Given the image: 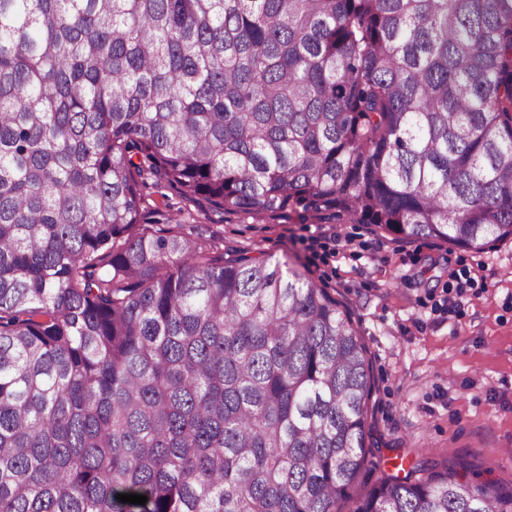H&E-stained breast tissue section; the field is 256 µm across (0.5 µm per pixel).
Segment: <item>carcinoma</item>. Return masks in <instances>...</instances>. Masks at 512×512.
<instances>
[{
    "instance_id": "obj_1",
    "label": "carcinoma",
    "mask_w": 512,
    "mask_h": 512,
    "mask_svg": "<svg viewBox=\"0 0 512 512\" xmlns=\"http://www.w3.org/2000/svg\"><path fill=\"white\" fill-rule=\"evenodd\" d=\"M147 172L227 213L512 238V0H0V512H512L431 460L352 495L351 313L146 226Z\"/></svg>"
}]
</instances>
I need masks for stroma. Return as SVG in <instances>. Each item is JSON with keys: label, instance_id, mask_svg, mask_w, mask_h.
Instances as JSON below:
<instances>
[{"label": "stroma", "instance_id": "1", "mask_svg": "<svg viewBox=\"0 0 512 512\" xmlns=\"http://www.w3.org/2000/svg\"><path fill=\"white\" fill-rule=\"evenodd\" d=\"M156 220L204 243L275 255L307 272L352 314L373 388L366 422L372 465L360 485L427 458L512 488V241L482 252L410 243L368 224L224 214L146 179ZM470 285L456 307L448 288Z\"/></svg>", "mask_w": 512, "mask_h": 512}]
</instances>
